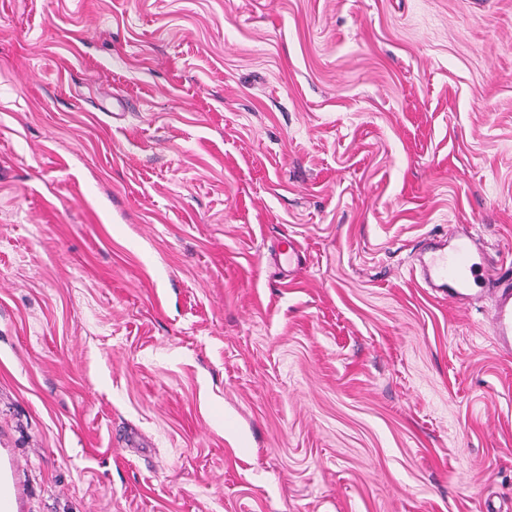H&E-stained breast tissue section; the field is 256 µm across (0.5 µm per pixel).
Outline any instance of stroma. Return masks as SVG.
I'll list each match as a JSON object with an SVG mask.
<instances>
[{
    "mask_svg": "<svg viewBox=\"0 0 512 512\" xmlns=\"http://www.w3.org/2000/svg\"><path fill=\"white\" fill-rule=\"evenodd\" d=\"M454 224L512 266V0H0L10 512H512Z\"/></svg>",
    "mask_w": 512,
    "mask_h": 512,
    "instance_id": "obj_1",
    "label": "stroma"
}]
</instances>
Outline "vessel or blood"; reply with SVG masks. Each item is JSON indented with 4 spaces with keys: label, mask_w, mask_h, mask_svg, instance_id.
<instances>
[{
    "label": "vessel or blood",
    "mask_w": 512,
    "mask_h": 512,
    "mask_svg": "<svg viewBox=\"0 0 512 512\" xmlns=\"http://www.w3.org/2000/svg\"><path fill=\"white\" fill-rule=\"evenodd\" d=\"M417 258L426 286L455 304L473 301V287L479 279L491 281V334L500 350L512 351V270L496 261L479 237L464 226H453L445 240L423 244Z\"/></svg>",
    "instance_id": "b4317fda"
}]
</instances>
